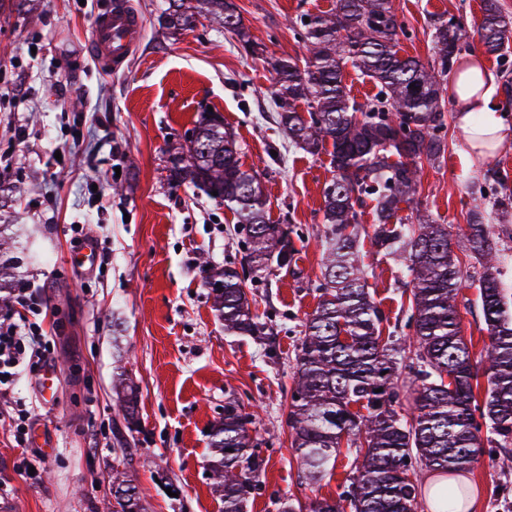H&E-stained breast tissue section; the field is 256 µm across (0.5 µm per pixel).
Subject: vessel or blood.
<instances>
[{"label":"vessel or blood","mask_w":512,"mask_h":512,"mask_svg":"<svg viewBox=\"0 0 512 512\" xmlns=\"http://www.w3.org/2000/svg\"><path fill=\"white\" fill-rule=\"evenodd\" d=\"M141 30L142 20L127 0H115L111 9L96 15L91 47L103 65L121 69L133 53Z\"/></svg>","instance_id":"obj_1"}]
</instances>
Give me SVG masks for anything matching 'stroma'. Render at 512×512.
I'll return each instance as SVG.
<instances>
[{"label": "stroma", "mask_w": 512, "mask_h": 512, "mask_svg": "<svg viewBox=\"0 0 512 512\" xmlns=\"http://www.w3.org/2000/svg\"><path fill=\"white\" fill-rule=\"evenodd\" d=\"M110 0H0V212L38 230L39 260H21L16 285L47 307L46 357L60 369L56 395L40 400L37 373L25 372L0 398V501L15 512H107L112 465L125 422L112 392L117 351L140 391L128 475L147 512H223L207 475V427L235 394L256 419L249 429L265 461L261 488L245 512H280L340 499L356 466L341 452L319 484L303 479L287 414L295 355L322 283L326 226L323 191L334 177L327 154L289 144L276 122L269 59L305 58L297 23L335 0H234L262 57L206 17L173 35L160 22L163 0H130L143 27L126 66L95 61L89 38ZM404 27L401 54L429 60L431 22L482 19V0H391ZM219 112L237 141L244 169L261 181L271 220L287 225L298 249L288 268L247 271L245 290L262 337L225 332L207 284L210 269L240 262L246 239L223 202L190 183L169 180L167 159L201 112ZM446 99V148L422 160L417 193L400 214H425L447 225L464 270L457 298L463 336L474 360L488 333L479 300L483 268L460 233L476 199L497 244L500 280L512 294V215L496 201L512 194V141L492 157L470 159ZM29 128L25 142L14 128ZM65 153L63 171L54 155ZM373 204L358 225L359 257L385 333L408 342L409 276L405 254L374 244ZM99 254L92 269L71 265L86 240ZM30 411L26 441L12 421L16 402ZM37 475L20 474L22 459ZM474 512H512V470L489 458L467 472ZM176 496H169L167 487Z\"/></svg>", "instance_id": "stroma-1"}]
</instances>
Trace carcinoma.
I'll return each instance as SVG.
<instances>
[{
  "mask_svg": "<svg viewBox=\"0 0 512 512\" xmlns=\"http://www.w3.org/2000/svg\"><path fill=\"white\" fill-rule=\"evenodd\" d=\"M164 0L162 22L185 30L195 11L210 15L232 33L244 51L264 54L259 39L244 27L232 0ZM478 27L484 53L496 61L505 104L512 106V16L498 0H485ZM308 56L277 59L272 95L288 139L311 155L331 157L336 172L324 189L326 224L322 288L305 324L296 353L288 411L292 447L305 482L320 483L335 468L342 446L356 448L352 491L336 503L315 502L312 512H418L416 467L439 474L464 473L484 455L512 465V313L497 267V248L486 225L476 220L464 237L485 261L479 298L490 346L484 359H472L461 334L456 299L462 288L460 261L451 249L448 227L418 216L417 228L396 225L399 205L411 199L422 157L445 150L442 112L446 83L470 29L455 18L432 23L433 55L424 63L402 56V26L390 0H336L330 13L299 19ZM352 67L378 88L361 105L349 96L346 68ZM301 101L305 112L296 110ZM187 150L170 158L169 179L189 182L207 194L224 189V207L245 225L248 246L240 265L213 272L212 289L224 329L238 336L259 332L245 292L248 268L290 265L295 250L288 226L273 224L257 174L242 169L234 139L204 113L185 134ZM374 201L379 222L377 244L408 252L412 277L409 323L417 364L400 380L403 348L382 338L381 311L367 291L357 263V229L363 198ZM486 377L483 401L476 391ZM116 409L127 429H138V387L118 377ZM413 406L398 412L401 396ZM253 415L239 399H224V416L209 434L213 490L224 512H245L258 487L263 459L249 436ZM112 512H144L127 473L112 467Z\"/></svg>",
  "mask_w": 512,
  "mask_h": 512,
  "instance_id": "1",
  "label": "carcinoma"
}]
</instances>
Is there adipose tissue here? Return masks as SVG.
I'll use <instances>...</instances> for the list:
<instances>
[{
    "mask_svg": "<svg viewBox=\"0 0 512 512\" xmlns=\"http://www.w3.org/2000/svg\"><path fill=\"white\" fill-rule=\"evenodd\" d=\"M493 75L478 53L465 56L453 85L455 125L468 151L475 156L502 148L512 130L495 108Z\"/></svg>",
    "mask_w": 512,
    "mask_h": 512,
    "instance_id": "obj_1",
    "label": "adipose tissue"
}]
</instances>
